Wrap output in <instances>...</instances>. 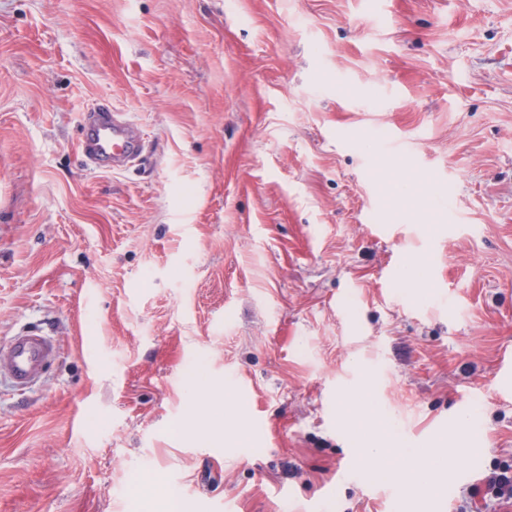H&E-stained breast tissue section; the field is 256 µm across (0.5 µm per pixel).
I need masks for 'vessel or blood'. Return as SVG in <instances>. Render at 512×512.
Listing matches in <instances>:
<instances>
[{
  "label": "vessel or blood",
  "instance_id": "obj_1",
  "mask_svg": "<svg viewBox=\"0 0 512 512\" xmlns=\"http://www.w3.org/2000/svg\"><path fill=\"white\" fill-rule=\"evenodd\" d=\"M81 149L95 165L127 167L138 151L135 127L108 110L90 114L84 121ZM55 357L56 347L47 336L24 330L0 347V372L25 388L42 376Z\"/></svg>",
  "mask_w": 512,
  "mask_h": 512
}]
</instances>
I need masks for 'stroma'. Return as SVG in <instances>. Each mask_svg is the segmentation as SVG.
Masks as SVG:
<instances>
[{"instance_id": "stroma-1", "label": "stroma", "mask_w": 512, "mask_h": 512, "mask_svg": "<svg viewBox=\"0 0 512 512\" xmlns=\"http://www.w3.org/2000/svg\"><path fill=\"white\" fill-rule=\"evenodd\" d=\"M101 104L129 168L79 149ZM28 327L60 356L0 375V512H460L512 461V0H0V342ZM207 384L249 447L185 432ZM364 387L409 448L471 410L441 496L341 477Z\"/></svg>"}]
</instances>
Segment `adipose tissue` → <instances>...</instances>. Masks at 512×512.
<instances>
[{
    "mask_svg": "<svg viewBox=\"0 0 512 512\" xmlns=\"http://www.w3.org/2000/svg\"><path fill=\"white\" fill-rule=\"evenodd\" d=\"M336 410L344 421L365 427L370 432L369 439L358 450L363 468H370L380 461L384 464V476L394 485L415 478L427 483L431 495L443 492L448 480L444 456L449 448L465 445L464 429L438 432L432 437L429 448L417 452L404 447L386 420L370 404L343 394L336 401Z\"/></svg>",
    "mask_w": 512,
    "mask_h": 512,
    "instance_id": "adipose-tissue-1",
    "label": "adipose tissue"
}]
</instances>
